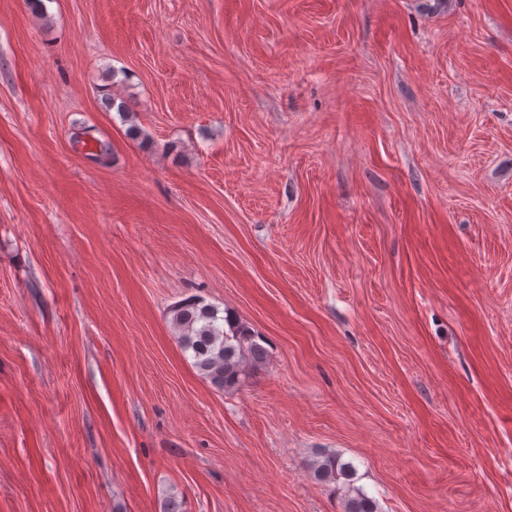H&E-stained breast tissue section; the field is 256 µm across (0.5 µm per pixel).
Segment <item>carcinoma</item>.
Listing matches in <instances>:
<instances>
[{
	"mask_svg": "<svg viewBox=\"0 0 512 512\" xmlns=\"http://www.w3.org/2000/svg\"><path fill=\"white\" fill-rule=\"evenodd\" d=\"M170 314L180 347L189 354L200 374L218 390L239 389L246 381L248 370L266 363L263 338L204 300L185 299L174 305ZM310 472L324 486L343 481L344 512H379L377 501L350 483L353 464L341 461L336 453H318L310 463Z\"/></svg>",
	"mask_w": 512,
	"mask_h": 512,
	"instance_id": "obj_1",
	"label": "carcinoma"
}]
</instances>
